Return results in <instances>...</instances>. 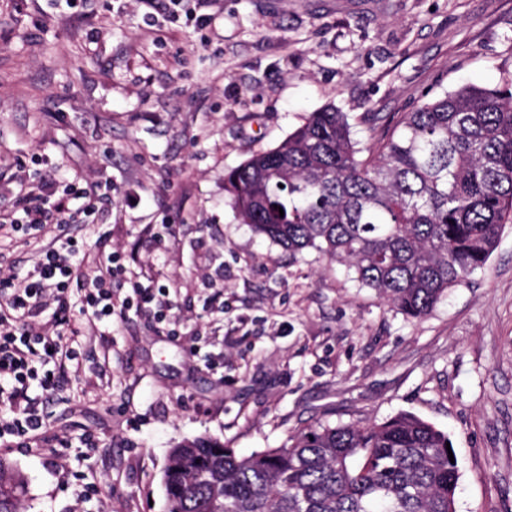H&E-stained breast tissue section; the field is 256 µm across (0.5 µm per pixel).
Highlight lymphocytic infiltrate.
Here are the masks:
<instances>
[{"instance_id": "lymphocytic-infiltrate-1", "label": "lymphocytic infiltrate", "mask_w": 512, "mask_h": 512, "mask_svg": "<svg viewBox=\"0 0 512 512\" xmlns=\"http://www.w3.org/2000/svg\"><path fill=\"white\" fill-rule=\"evenodd\" d=\"M112 200V181L94 187L61 183L43 175L26 182L9 207H0V231L20 235L36 259L25 274L0 278V447L43 422L27 404L31 385L51 392L67 366L77 364L75 344L84 326L122 322L129 312L172 323L167 286L143 282L115 252L99 250L92 267L66 225L91 224ZM123 278L125 294L112 287Z\"/></svg>"}]
</instances>
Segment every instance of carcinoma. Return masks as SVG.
I'll use <instances>...</instances> for the list:
<instances>
[{
	"mask_svg": "<svg viewBox=\"0 0 512 512\" xmlns=\"http://www.w3.org/2000/svg\"><path fill=\"white\" fill-rule=\"evenodd\" d=\"M228 203L290 254L346 264L410 318L483 269L512 224V80L469 85L397 116L374 146L347 113L312 112L226 178ZM448 435L407 412L381 423L320 421L248 456L208 437L170 450L166 512H450ZM24 476L0 458V512Z\"/></svg>",
	"mask_w": 512,
	"mask_h": 512,
	"instance_id": "1",
	"label": "carcinoma"
}]
</instances>
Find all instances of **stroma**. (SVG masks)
Wrapping results in <instances>:
<instances>
[{"instance_id": "35a3bbf8", "label": "stroma", "mask_w": 512, "mask_h": 512, "mask_svg": "<svg viewBox=\"0 0 512 512\" xmlns=\"http://www.w3.org/2000/svg\"><path fill=\"white\" fill-rule=\"evenodd\" d=\"M512 74V0H0V206L39 155L112 179L106 241L176 290L187 335L129 314L90 328L78 370L31 387L46 425L1 448L21 512H165L173 446L241 455L323 421L415 414L448 434L456 512H512V224L487 265L420 319L344 265L293 257L227 203L224 178L332 104L376 117Z\"/></svg>"}]
</instances>
